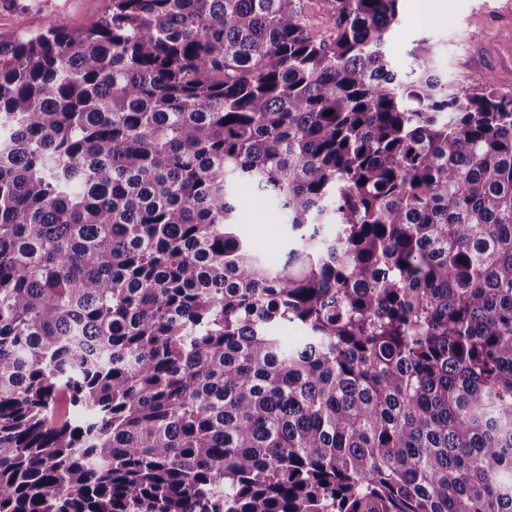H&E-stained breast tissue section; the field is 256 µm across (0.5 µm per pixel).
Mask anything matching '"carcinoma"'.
Masks as SVG:
<instances>
[{"label":"carcinoma","mask_w":512,"mask_h":512,"mask_svg":"<svg viewBox=\"0 0 512 512\" xmlns=\"http://www.w3.org/2000/svg\"><path fill=\"white\" fill-rule=\"evenodd\" d=\"M331 2L0 47V512H512V94ZM305 14L309 17L312 31L318 36L330 33L329 17L331 15L330 0H300ZM235 200L236 234L248 243L254 254L272 264L282 263L292 233L273 200L258 194L249 183L236 186Z\"/></svg>","instance_id":"cac0c4a2"}]
</instances>
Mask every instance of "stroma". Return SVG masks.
<instances>
[{"mask_svg":"<svg viewBox=\"0 0 512 512\" xmlns=\"http://www.w3.org/2000/svg\"><path fill=\"white\" fill-rule=\"evenodd\" d=\"M110 0H0V44L35 36L56 23L83 29L104 14ZM432 45L442 75L457 86L477 74H490L496 86L512 92V0H442L439 11L423 18L414 0H400L399 20L386 38V54L395 68L408 69L409 50L418 40ZM238 215L234 230L252 252L273 264L282 263L292 233L270 197L250 184L235 188Z\"/></svg>","mask_w":512,"mask_h":512,"instance_id":"1","label":"stroma"}]
</instances>
